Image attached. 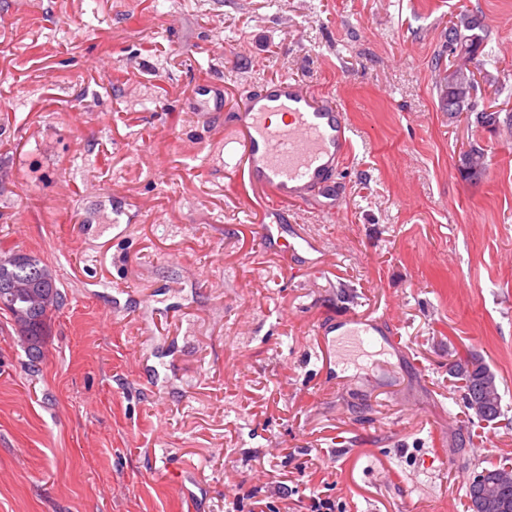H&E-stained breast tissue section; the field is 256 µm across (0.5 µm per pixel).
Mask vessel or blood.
Instances as JSON below:
<instances>
[{
	"mask_svg": "<svg viewBox=\"0 0 512 512\" xmlns=\"http://www.w3.org/2000/svg\"><path fill=\"white\" fill-rule=\"evenodd\" d=\"M287 114L281 125L273 113ZM241 146L225 143L227 169L260 190L272 210L298 206L315 193H329L351 150L346 114L335 97L284 77L247 92L234 114ZM379 318L345 314L346 336L376 335Z\"/></svg>",
	"mask_w": 512,
	"mask_h": 512,
	"instance_id": "vessel-or-blood-1",
	"label": "vessel or blood"
}]
</instances>
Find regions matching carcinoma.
<instances>
[{"instance_id":"1","label":"carcinoma","mask_w":512,"mask_h":512,"mask_svg":"<svg viewBox=\"0 0 512 512\" xmlns=\"http://www.w3.org/2000/svg\"><path fill=\"white\" fill-rule=\"evenodd\" d=\"M478 30L485 31L481 20L465 10L460 12L448 25V40L452 41L450 52H463L470 56L475 67H480L482 62L478 60L479 50L484 44L485 36H480L478 41L468 38L470 32ZM442 108L448 112L450 117H455L463 112L475 115V123L481 126L495 127L500 124V111L485 112L481 109L475 110L470 106L467 98L459 96L447 83L440 85ZM461 165L466 177L476 176V168L485 167V157L482 149L476 144H470L464 152ZM14 259H23L25 263L15 266L18 274L24 278L36 281L37 288H24L18 296L14 305L5 310L15 325L32 321V327L19 330L20 335L27 343L32 358L38 359L41 356V345L49 327L50 310L59 306V292L56 287L55 278L49 267L40 260L20 253L18 251L0 249V265L11 264ZM453 368L458 372L464 381L463 399H468L478 393V382L483 372L488 370L487 365L477 358L459 360Z\"/></svg>"}]
</instances>
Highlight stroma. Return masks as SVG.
Segmentation results:
<instances>
[{
    "label": "stroma",
    "mask_w": 512,
    "mask_h": 512,
    "mask_svg": "<svg viewBox=\"0 0 512 512\" xmlns=\"http://www.w3.org/2000/svg\"><path fill=\"white\" fill-rule=\"evenodd\" d=\"M463 10L512 114V0H0V246L61 293L37 363L0 310V512H229L241 489L286 512L282 481L335 512H467L476 469L512 464V125L440 107ZM286 76L347 113L336 212L274 216L224 169L243 91ZM277 218L312 248L266 251ZM350 309L399 344L326 369L316 334ZM470 354L497 423L449 373ZM479 389V394L470 403V409L477 418L481 419L492 404L500 401V394L492 376L483 377Z\"/></svg>",
    "instance_id": "stroma-1"
}]
</instances>
